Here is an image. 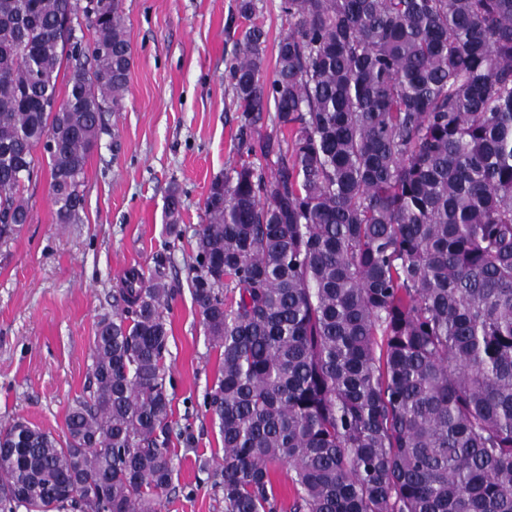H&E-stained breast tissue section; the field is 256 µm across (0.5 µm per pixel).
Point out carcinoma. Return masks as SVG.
Segmentation results:
<instances>
[{
  "label": "carcinoma",
  "instance_id": "1",
  "mask_svg": "<svg viewBox=\"0 0 512 512\" xmlns=\"http://www.w3.org/2000/svg\"><path fill=\"white\" fill-rule=\"evenodd\" d=\"M273 75L256 0L227 62L266 168L212 183L191 293L221 376L224 512H512V0H282ZM92 39L80 47L74 32ZM119 0H0V242L30 223L44 148L59 224L120 109ZM66 69L64 92L58 77ZM181 201H167L180 237ZM97 322L57 438L0 427V512H161L174 430L165 263Z\"/></svg>",
  "mask_w": 512,
  "mask_h": 512
}]
</instances>
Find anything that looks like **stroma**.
Here are the masks:
<instances>
[{"label":"stroma","instance_id":"obj_1","mask_svg":"<svg viewBox=\"0 0 512 512\" xmlns=\"http://www.w3.org/2000/svg\"><path fill=\"white\" fill-rule=\"evenodd\" d=\"M237 0H121L133 55L119 111L85 169V211L60 224L46 164L23 193L32 213L0 243V424L21 418L61 435L65 415L88 383L91 346L112 292L132 267L151 272L163 256L172 301L165 365L175 428L189 427L193 447L173 440L175 492L162 512H224V498L203 463L224 453L204 397L219 353L204 334L192 301L191 231L204 223L212 182L242 161L263 164L259 137L240 136V114L225 66L238 50ZM267 33L264 60L273 70L287 28L281 0H257ZM181 192L175 240L165 232L171 189Z\"/></svg>","mask_w":512,"mask_h":512}]
</instances>
